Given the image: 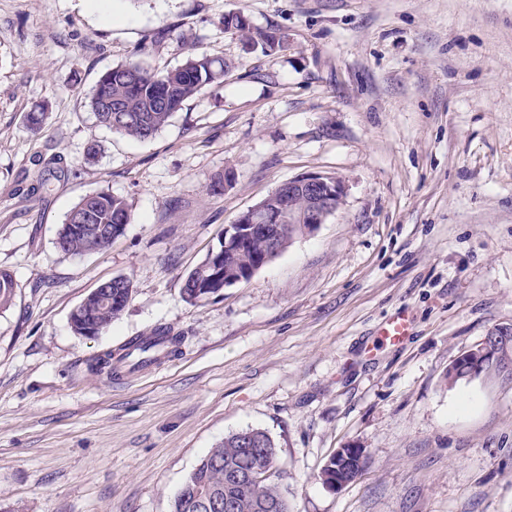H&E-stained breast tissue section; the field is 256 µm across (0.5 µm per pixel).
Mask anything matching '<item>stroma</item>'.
Masks as SVG:
<instances>
[{
    "mask_svg": "<svg viewBox=\"0 0 512 512\" xmlns=\"http://www.w3.org/2000/svg\"><path fill=\"white\" fill-rule=\"evenodd\" d=\"M237 11L282 48L225 29ZM192 50L231 70L156 135L98 122L101 74L163 73ZM311 174L345 182L328 221L187 302L225 226ZM97 190L131 223L62 252ZM1 269L18 288L0 310V512H171L248 427L276 444L290 512H512V377L447 379L512 325V0H0ZM116 276L125 310L75 333L73 309ZM399 312L411 336L382 345ZM159 327L181 339L169 359L97 370ZM341 448L367 464L332 490L318 474Z\"/></svg>",
    "mask_w": 512,
    "mask_h": 512,
    "instance_id": "1",
    "label": "stroma"
}]
</instances>
